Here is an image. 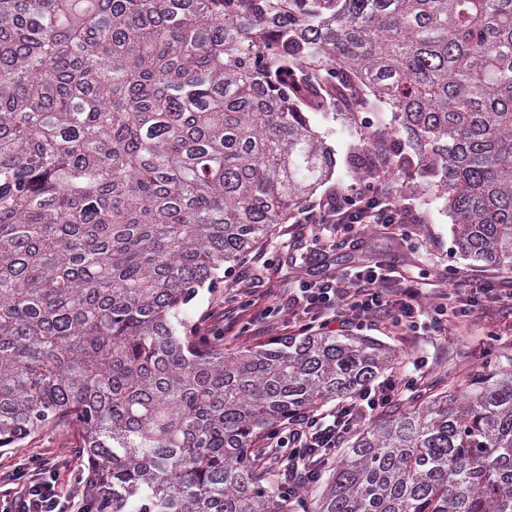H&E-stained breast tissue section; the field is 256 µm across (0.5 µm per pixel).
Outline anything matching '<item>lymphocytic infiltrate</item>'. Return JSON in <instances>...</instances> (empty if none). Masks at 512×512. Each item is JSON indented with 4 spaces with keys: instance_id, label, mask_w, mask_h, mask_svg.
Instances as JSON below:
<instances>
[{
    "instance_id": "1",
    "label": "lymphocytic infiltrate",
    "mask_w": 512,
    "mask_h": 512,
    "mask_svg": "<svg viewBox=\"0 0 512 512\" xmlns=\"http://www.w3.org/2000/svg\"><path fill=\"white\" fill-rule=\"evenodd\" d=\"M302 223L311 225V240L330 248L332 233H339L342 245L353 251L364 248V230L379 224L394 229L398 238H407L410 221L407 208L395 201L380 173L368 172L365 179L335 195L319 209L304 212ZM488 303L512 307V289L482 283L468 289L459 306H449L445 293L424 287L378 264H357L340 275L319 280L299 277L297 288L288 294L284 308L298 332L330 326H347L387 316L395 328L417 332L429 327L441 332L449 319L466 316L468 308ZM418 381L407 376L398 386L366 387L355 397L344 400L327 418L300 416L287 422L285 431L269 436L270 447L335 448L368 416L383 412L394 402L396 392H416ZM0 512H90L91 502L65 491L59 473L50 463L35 467L27 479L16 473H0Z\"/></svg>"
}]
</instances>
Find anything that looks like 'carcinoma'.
Here are the masks:
<instances>
[{"instance_id": "cac0c4a2", "label": "carcinoma", "mask_w": 512, "mask_h": 512, "mask_svg": "<svg viewBox=\"0 0 512 512\" xmlns=\"http://www.w3.org/2000/svg\"><path fill=\"white\" fill-rule=\"evenodd\" d=\"M437 188L512 270V0H0V448L54 426L96 512H292L261 442L399 361L312 332L224 356L184 312L335 159ZM305 512H512V358L355 432ZM359 127L365 130H386L390 133L396 126L392 112H361L356 116ZM366 126L367 128H364Z\"/></svg>"}]
</instances>
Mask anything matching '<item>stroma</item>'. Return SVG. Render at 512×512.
<instances>
[{
	"label": "stroma",
	"instance_id": "1",
	"mask_svg": "<svg viewBox=\"0 0 512 512\" xmlns=\"http://www.w3.org/2000/svg\"><path fill=\"white\" fill-rule=\"evenodd\" d=\"M311 125L331 148L336 160L332 178L312 197L318 203L365 176L364 171L352 169L348 164L349 155L359 145L354 126L390 131L395 122L388 112H363L353 119L346 113L332 112L312 114ZM399 201L418 214L420 221L410 225V236L404 245L366 228V253L371 261L395 266L398 272L413 275L428 287L447 289L452 299L472 283L512 281V271L476 267L461 256L451 231L452 219L444 212V202L437 198L433 188L419 180L411 181L404 187ZM295 231V224L280 225L275 236L262 246L260 262L249 260L234 267L232 279L224 280L219 288L201 290L190 303L189 314L205 316L207 326L213 327L220 324L222 317L232 318L239 312L241 299L235 290L236 280H245L253 288L256 304L248 312L253 325L241 335L226 336L225 352L267 344V337L259 332L265 324L262 310L279 307L304 272L303 266L296 264L291 248ZM348 331L356 336L374 337L396 349L402 356L397 371L419 370L425 385L439 388L448 381L476 373L488 356L502 360L512 355V309L509 308L473 309L463 323L449 324L447 334L442 336H395L389 325L381 321L353 324ZM76 440L77 433L72 429L45 430L27 439L23 447L0 449V471L13 469L31 457L50 459L63 465L60 473L63 487H72L74 472L84 467L81 457L73 450Z\"/></svg>",
	"mask_w": 512,
	"mask_h": 512
}]
</instances>
